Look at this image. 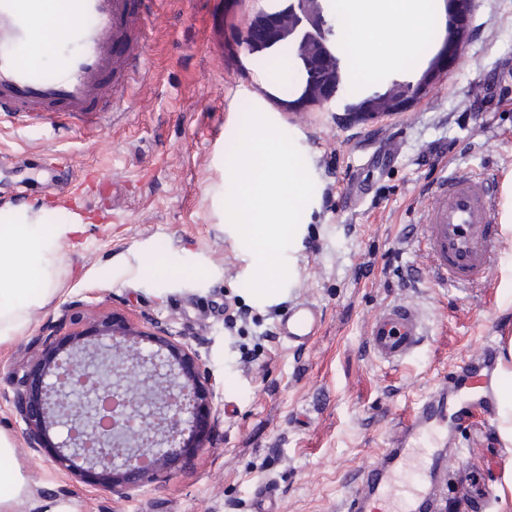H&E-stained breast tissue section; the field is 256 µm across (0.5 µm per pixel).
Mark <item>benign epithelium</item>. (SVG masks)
Here are the masks:
<instances>
[{"label": "benign epithelium", "mask_w": 512, "mask_h": 512, "mask_svg": "<svg viewBox=\"0 0 512 512\" xmlns=\"http://www.w3.org/2000/svg\"><path fill=\"white\" fill-rule=\"evenodd\" d=\"M317 0H291L288 9L268 16L259 29L263 42L284 35L294 38L296 55L306 73L304 94L328 104L340 84V64L320 32ZM99 335L108 342L90 343L72 332L65 339V359L39 361L18 377L14 404L32 446L69 418L89 431L101 451L90 453L82 436L51 449L54 462L86 477L109 468L112 492L129 495L165 470L167 461L202 447L211 407L208 371L197 356L166 337H155L158 349L143 353L136 334L119 321H101ZM168 450L160 455L155 447Z\"/></svg>", "instance_id": "benign-epithelium-1"}]
</instances>
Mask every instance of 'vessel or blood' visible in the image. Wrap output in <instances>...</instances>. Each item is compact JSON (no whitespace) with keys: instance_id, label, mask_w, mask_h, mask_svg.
Masks as SVG:
<instances>
[{"instance_id":"obj_1","label":"vessel or blood","mask_w":512,"mask_h":512,"mask_svg":"<svg viewBox=\"0 0 512 512\" xmlns=\"http://www.w3.org/2000/svg\"><path fill=\"white\" fill-rule=\"evenodd\" d=\"M75 23L71 47L58 75L36 77L12 48L30 43L35 26L43 24L50 0H0V112H108L129 88L144 65L147 36L157 0H62ZM498 191L488 179L456 170L439 181L423 223L434 279L446 286L471 288L492 273L501 245L496 222ZM318 309L301 302L289 306L279 334L295 347L317 335ZM423 310L409 300L386 304L371 319L368 347L382 363L406 361L428 334ZM499 350L488 340L481 351L464 360L446 382L418 402L403 418L395 447L359 474L339 504L341 512H442L449 483H456L475 512H486L488 497L473 493L469 475L450 477L442 467L443 448H426L424 433L439 429L445 446L456 427L473 412L496 420V373ZM422 470L423 486L411 491L407 510H400L403 478L411 466Z\"/></svg>"}]
</instances>
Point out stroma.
Instances as JSON below:
<instances>
[{
    "label": "stroma",
    "instance_id": "stroma-1",
    "mask_svg": "<svg viewBox=\"0 0 512 512\" xmlns=\"http://www.w3.org/2000/svg\"><path fill=\"white\" fill-rule=\"evenodd\" d=\"M290 0H160L133 96L100 116L97 130L60 129L0 116V208L44 204L64 221L88 220L76 247H63L62 274L28 327L0 342V430L13 443L0 470H17L24 491L13 512H251L256 489L275 491L276 512H336L352 479L392 447L394 431L460 360L489 337L512 338V232L496 270L472 289L431 274L422 225L442 172L464 168L512 185V0H472L453 62L443 46L444 0H434L435 38L419 63L356 80L340 34L330 46L342 81L329 104L301 101V87L270 90L264 66L287 41L248 43L247 34ZM223 31V70H213L205 32ZM495 73V98L471 113L467 92ZM402 90L399 107L362 114L369 100ZM262 101L271 122L303 156L314 182L300 241L285 254L289 279L258 302L246 286L255 268L224 221L229 151L247 111ZM449 145L437 166L422 156ZM408 298L429 333L403 364L369 351L370 319ZM319 310L303 347L276 334L293 303ZM116 317L150 336L172 335L206 366L213 413L203 448L181 456L131 496L106 488L29 448L13 403L17 375L44 357L49 335L94 339ZM448 471L475 469L493 512H512L501 487L512 458L482 418L459 427Z\"/></svg>",
    "mask_w": 512,
    "mask_h": 512
}]
</instances>
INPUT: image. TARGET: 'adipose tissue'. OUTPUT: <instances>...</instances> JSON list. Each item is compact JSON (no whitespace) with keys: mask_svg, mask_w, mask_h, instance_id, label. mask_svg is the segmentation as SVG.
<instances>
[{"mask_svg":"<svg viewBox=\"0 0 512 512\" xmlns=\"http://www.w3.org/2000/svg\"><path fill=\"white\" fill-rule=\"evenodd\" d=\"M342 34L361 79L416 58L433 37L431 0H345ZM390 30V42L376 32ZM45 208L0 209V341L18 335L32 310L43 307L61 276L59 255L85 220L71 214L61 223L45 219Z\"/></svg>","mask_w":512,"mask_h":512,"instance_id":"1","label":"adipose tissue"}]
</instances>
